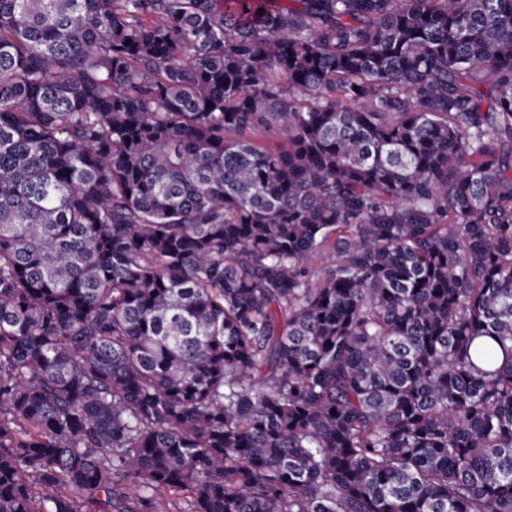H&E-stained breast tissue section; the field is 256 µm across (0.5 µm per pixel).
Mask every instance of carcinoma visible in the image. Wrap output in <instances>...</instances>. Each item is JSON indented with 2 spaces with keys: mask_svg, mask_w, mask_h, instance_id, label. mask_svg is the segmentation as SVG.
Listing matches in <instances>:
<instances>
[{
  "mask_svg": "<svg viewBox=\"0 0 512 512\" xmlns=\"http://www.w3.org/2000/svg\"><path fill=\"white\" fill-rule=\"evenodd\" d=\"M295 2L0 0V512H512V0Z\"/></svg>",
  "mask_w": 512,
  "mask_h": 512,
  "instance_id": "obj_1",
  "label": "carcinoma"
}]
</instances>
